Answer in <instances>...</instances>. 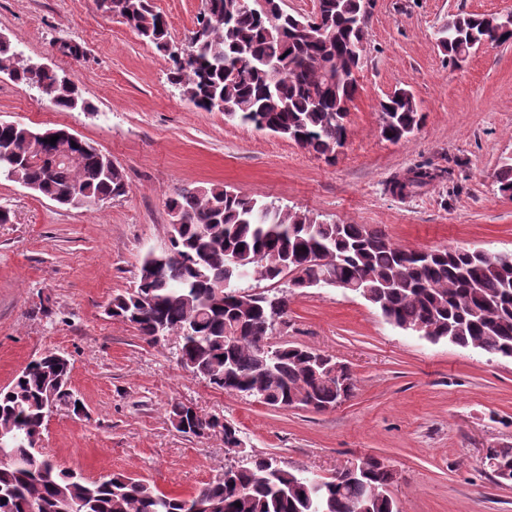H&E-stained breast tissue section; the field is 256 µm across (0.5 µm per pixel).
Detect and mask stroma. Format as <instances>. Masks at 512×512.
<instances>
[{"label":"stroma","instance_id":"stroma-1","mask_svg":"<svg viewBox=\"0 0 512 512\" xmlns=\"http://www.w3.org/2000/svg\"><path fill=\"white\" fill-rule=\"evenodd\" d=\"M174 42L196 25L202 0H153ZM503 16L512 0H373L349 107L347 138L329 162L220 112L196 108L168 65L99 0H0V32L19 56L70 75L92 111L57 108L37 86L0 74V120L64 128L110 155L124 196L70 208L0 180V389L31 358L52 351L71 366L85 412L61 406L39 442L61 468L96 480L123 474L189 495L251 454L328 478L372 456L392 470L399 512H512V482L484 459L512 447V359L389 324L358 294L308 288L288 298V326L271 344L329 353L356 379L329 411L277 409L209 386L178 361L179 340L141 338L108 316L133 288L143 256L167 242L169 196L223 184L247 196L383 230L410 248L512 251V199L494 173L512 155V44L452 63L436 32L458 11ZM76 44L79 55L59 49ZM413 94L425 118L411 139L380 134L379 104ZM426 164L439 182L397 196L394 176ZM239 428L244 452L221 434L177 432L171 402Z\"/></svg>","mask_w":512,"mask_h":512}]
</instances>
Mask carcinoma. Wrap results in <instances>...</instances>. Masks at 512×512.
Returning a JSON list of instances; mask_svg holds the SVG:
<instances>
[{
	"label": "carcinoma",
	"mask_w": 512,
	"mask_h": 512,
	"mask_svg": "<svg viewBox=\"0 0 512 512\" xmlns=\"http://www.w3.org/2000/svg\"><path fill=\"white\" fill-rule=\"evenodd\" d=\"M168 64L169 79L206 112L269 130L327 161L344 145L346 113L355 99L360 45L367 35L369 0H318L311 16L243 9L239 0H204L198 27L186 43V62L169 53L173 43L164 15L152 0H101ZM494 16L460 11L437 31V45L451 61L465 50L512 41ZM44 87L53 104L74 108L75 85L52 70L33 71L12 44L0 43V72ZM381 135L408 138L421 126L413 95L396 92L380 103ZM39 130L0 122V154L16 157V177L64 206H83L127 192L122 170L82 139L40 141ZM68 150L73 166L56 162ZM443 177L426 165L393 177L389 191L408 195ZM499 193L512 197V157L495 172ZM170 253L142 260L134 288L112 298L110 316L133 325L147 341L179 338L178 361L212 388L254 397L274 408L334 407L336 369L355 390L349 368L316 349L268 339L288 316V295L303 288L355 289L386 321L438 342L512 358V253L469 247L418 250L401 246L364 224L326 222L228 190L221 184L184 188L167 201ZM290 259L287 289L251 292L239 282L274 281L279 259ZM70 366L41 358L0 391V512H398L389 493L392 471L370 457L355 478L338 483L290 471L273 457L250 456L245 466L226 465L220 476L188 496L172 495L125 475L89 481L35 451L48 404L69 405L64 384ZM168 420L180 433L219 432L224 447L243 444L238 428L217 415L194 413L174 402ZM501 481H512V448H492ZM241 506H235V503Z\"/></svg>",
	"instance_id": "obj_1"
}]
</instances>
